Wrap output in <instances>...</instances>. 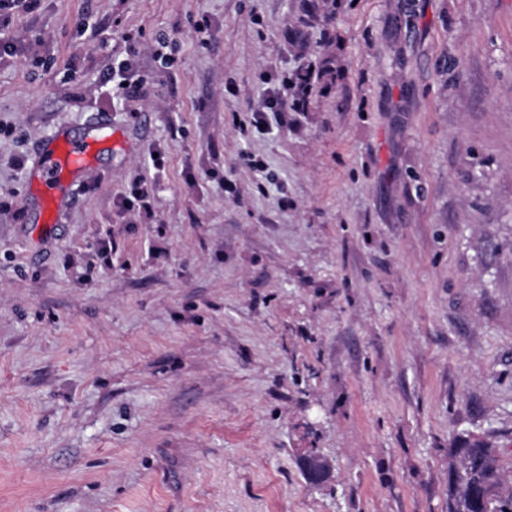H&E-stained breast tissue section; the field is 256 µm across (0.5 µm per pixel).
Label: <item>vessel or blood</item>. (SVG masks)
<instances>
[{"instance_id": "vessel-or-blood-1", "label": "vessel or blood", "mask_w": 512, "mask_h": 512, "mask_svg": "<svg viewBox=\"0 0 512 512\" xmlns=\"http://www.w3.org/2000/svg\"><path fill=\"white\" fill-rule=\"evenodd\" d=\"M91 145V138H74L62 132L45 142L35 172L38 200L58 201L64 197L68 184L62 180V172L87 173Z\"/></svg>"}]
</instances>
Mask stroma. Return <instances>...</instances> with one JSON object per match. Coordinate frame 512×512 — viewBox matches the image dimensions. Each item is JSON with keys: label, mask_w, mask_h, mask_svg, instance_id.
<instances>
[{"label": "stroma", "mask_w": 512, "mask_h": 512, "mask_svg": "<svg viewBox=\"0 0 512 512\" xmlns=\"http://www.w3.org/2000/svg\"><path fill=\"white\" fill-rule=\"evenodd\" d=\"M9 32L0 512H446L454 435L512 461V0H39ZM304 67L307 111L254 127ZM61 128L96 146L48 224ZM153 194L152 183L145 178H137L131 185L129 196L123 198L122 205L130 211H133L136 207L138 210L141 208L147 209L150 206L149 201Z\"/></svg>", "instance_id": "35a3bbf8"}]
</instances>
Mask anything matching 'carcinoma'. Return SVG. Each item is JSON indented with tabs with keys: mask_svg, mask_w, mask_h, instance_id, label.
<instances>
[{
	"mask_svg": "<svg viewBox=\"0 0 512 512\" xmlns=\"http://www.w3.org/2000/svg\"><path fill=\"white\" fill-rule=\"evenodd\" d=\"M447 512H512V482L498 449L469 435L448 448Z\"/></svg>",
	"mask_w": 512,
	"mask_h": 512,
	"instance_id": "1",
	"label": "carcinoma"
}]
</instances>
